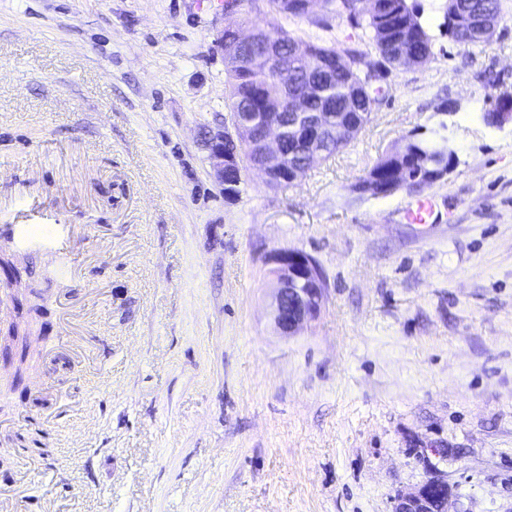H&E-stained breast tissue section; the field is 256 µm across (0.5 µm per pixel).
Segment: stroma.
<instances>
[{
	"label": "stroma",
	"instance_id": "stroma-1",
	"mask_svg": "<svg viewBox=\"0 0 512 512\" xmlns=\"http://www.w3.org/2000/svg\"><path fill=\"white\" fill-rule=\"evenodd\" d=\"M200 0H0V227L29 197L86 238L78 258L0 250V496L48 512H392L447 476L450 512H512V0L494 39L436 34L425 64L342 153L275 188L243 166L225 198L200 132L228 115L215 40L272 22ZM447 112H440V105ZM457 161L427 189L352 184L421 126ZM326 283L294 336L272 317L269 255ZM87 343L61 345L65 313ZM27 330V360L10 334ZM50 416L22 481L17 435ZM511 95L512 98V91H508L507 89L500 93V95L495 98V100L491 103L490 107L483 111L482 113V120L484 123L488 126L493 125V120L495 122V126L502 127L506 123L511 122L512 124V108H504L505 106V99L508 95ZM501 109L502 112H501ZM493 112H495V115L493 117Z\"/></svg>",
	"mask_w": 512,
	"mask_h": 512
}]
</instances>
